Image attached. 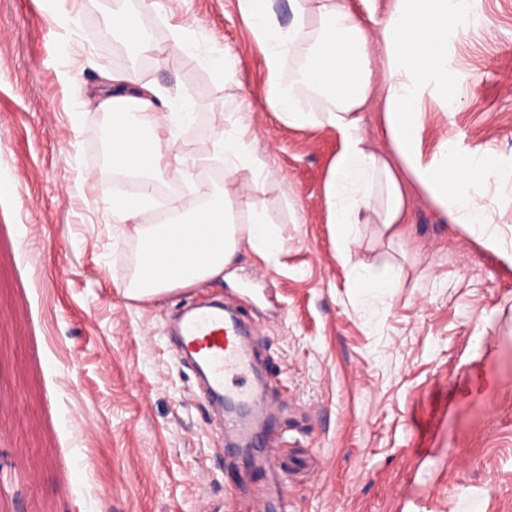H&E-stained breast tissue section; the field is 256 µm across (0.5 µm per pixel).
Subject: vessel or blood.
Returning a JSON list of instances; mask_svg holds the SVG:
<instances>
[{"label": "vessel or blood", "instance_id": "1", "mask_svg": "<svg viewBox=\"0 0 512 512\" xmlns=\"http://www.w3.org/2000/svg\"><path fill=\"white\" fill-rule=\"evenodd\" d=\"M180 341L186 354L206 365L213 386L222 388L226 401L247 407L257 417L267 413L258 388L249 382V346L235 320L218 310H199L183 322Z\"/></svg>", "mask_w": 512, "mask_h": 512}]
</instances>
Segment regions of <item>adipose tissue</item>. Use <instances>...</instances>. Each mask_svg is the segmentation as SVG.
Here are the masks:
<instances>
[{
	"label": "adipose tissue",
	"mask_w": 512,
	"mask_h": 512,
	"mask_svg": "<svg viewBox=\"0 0 512 512\" xmlns=\"http://www.w3.org/2000/svg\"><path fill=\"white\" fill-rule=\"evenodd\" d=\"M295 20L282 27L274 0H239L265 52L268 80L264 97L280 121L296 128L321 126L335 132L339 148L324 188L328 222L339 255L349 262L348 286L361 296L399 285L398 272L376 277L353 264L351 247L361 225L374 222L388 239L402 238L410 206L407 183L416 184L451 223L465 227L485 247L512 265V244L495 221L489 198L492 183L512 179L492 144L461 146L445 137L432 157L422 152L424 96L434 95L444 111L459 101L448 70V44L459 29L482 25L478 0H390L386 14L363 23L347 0H291ZM305 62L285 74L287 59ZM114 91L98 106L111 116L104 129L113 169L139 177L133 195L112 200V214L128 225L138 248L136 269L123 294L151 301L220 277L242 249L263 261L277 260L284 238L264 211L240 222L234 208L240 172L262 188L269 173L257 155L248 113H238L231 130L216 139L224 162V185L202 192V201L163 224H143L155 183L174 169L188 167L177 148L179 130L190 111L156 116L160 89L140 84L133 72L112 76ZM315 96L318 111L303 104ZM383 114V135L390 151L381 153L363 133L366 112Z\"/></svg>",
	"instance_id": "adipose-tissue-1"
}]
</instances>
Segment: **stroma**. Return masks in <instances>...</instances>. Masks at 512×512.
I'll use <instances>...</instances> for the list:
<instances>
[{
  "instance_id": "35a3bbf8",
  "label": "stroma",
  "mask_w": 512,
  "mask_h": 512,
  "mask_svg": "<svg viewBox=\"0 0 512 512\" xmlns=\"http://www.w3.org/2000/svg\"><path fill=\"white\" fill-rule=\"evenodd\" d=\"M117 12L157 45L145 63L125 49L169 91L160 112L192 105L178 147L196 165L216 170L249 112L270 174L258 193L240 174L235 210L279 225L277 262L244 250L223 280L124 296L134 242L97 108L122 68ZM480 12L448 45L457 110L421 104L425 156L452 133L512 160V0ZM266 81L238 0H0V512H512V266L415 191L402 240L365 224L352 247L399 287L356 297L324 198L336 134L282 123ZM214 302L249 325L271 407L247 454L176 354L174 323ZM268 447L282 488L263 497L247 466Z\"/></svg>"
}]
</instances>
